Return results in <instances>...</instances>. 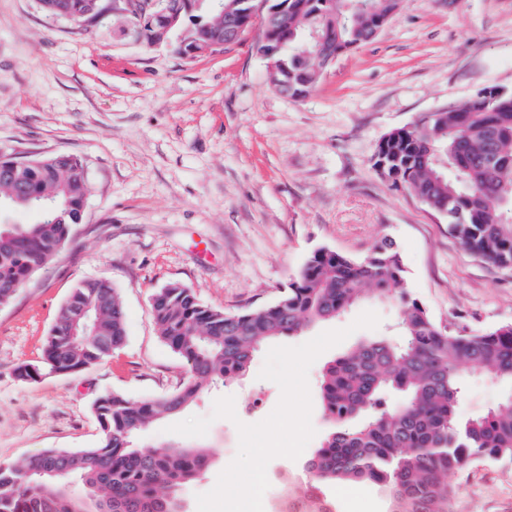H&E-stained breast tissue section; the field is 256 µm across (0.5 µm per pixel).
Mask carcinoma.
I'll return each mask as SVG.
<instances>
[{
    "label": "carcinoma",
    "mask_w": 512,
    "mask_h": 512,
    "mask_svg": "<svg viewBox=\"0 0 512 512\" xmlns=\"http://www.w3.org/2000/svg\"><path fill=\"white\" fill-rule=\"evenodd\" d=\"M51 16L86 21L98 0H41ZM182 10L174 23L192 28L184 49L209 43L221 50L252 25L245 16L229 35L226 8L236 0H171ZM282 9L277 28L261 31V56L279 45L285 63L268 84L288 81V96L306 97L328 67L317 40L340 52L372 41L399 0H271ZM377 174L405 188L428 210L447 206L448 232L474 256L512 268V94L469 99L423 116L391 133L380 148ZM0 156V207L39 214L32 224L0 222V305L10 303L31 276L67 245L82 222L90 186L83 161L72 154L27 160ZM48 202L51 210L41 209ZM402 257L389 238L362 258L320 248L277 299L226 312L202 304L192 289L170 283L152 297L159 337L188 377L175 391L151 399L102 395L93 411L101 429L94 448L46 449L17 462H0V512H182L179 490L210 464L203 447L134 445L155 420L174 414L219 379L243 373L265 343L333 319L367 293L394 304L398 337L358 345L329 362L320 398L333 430L307 460L309 478L283 496L280 512H330L329 488L369 482L384 491L388 512H453L448 475L481 461H512V398L461 419L456 404L461 374L480 369L512 381V326L481 333L449 331L405 286ZM127 337L123 303L112 285L84 281L61 307L46 339L41 366L16 369L73 374L102 361Z\"/></svg>",
    "instance_id": "1"
}]
</instances>
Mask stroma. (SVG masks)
Segmentation results:
<instances>
[{
  "label": "stroma",
  "mask_w": 512,
  "mask_h": 512,
  "mask_svg": "<svg viewBox=\"0 0 512 512\" xmlns=\"http://www.w3.org/2000/svg\"><path fill=\"white\" fill-rule=\"evenodd\" d=\"M260 33L255 26L223 52L191 56L180 51L182 28L148 46L120 13L77 25L49 16L40 0H0V153L77 155L90 184L65 249L0 307V461L96 447L100 395L147 399L180 386L186 367L161 342L151 307L170 282L235 312L274 302L317 249L360 258L387 237L408 288L439 324L472 332L512 325V269L471 255L445 217L373 168L392 130L488 87L512 93V0H400L376 38L338 55L302 99L269 86L255 50ZM89 279L119 293L123 346L75 374L18 379L17 367L39 365L61 306ZM367 310L379 326L353 330L311 366L315 435L298 459L269 462L263 512H276L285 486L306 479L308 458L332 430L318 398L325 364L387 335L396 309L369 299L281 338L299 346ZM264 360L257 352L242 376L211 385L140 436L148 445L210 448L208 470L180 491L185 512H197V495L235 457L237 422H260L276 407L279 387L259 376ZM463 385L456 412L464 419L512 394V383L477 370ZM223 396L234 397L237 421L216 420L198 437L170 432L209 415ZM252 396L261 406L245 409ZM449 481L455 512H512V462L478 463ZM330 493L340 512L387 509L369 483Z\"/></svg>",
  "instance_id": "1"
}]
</instances>
